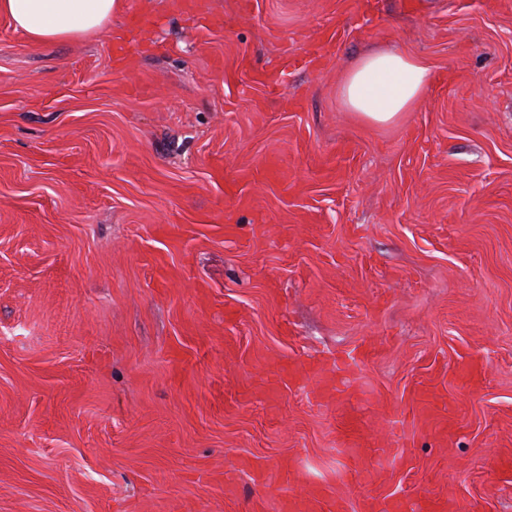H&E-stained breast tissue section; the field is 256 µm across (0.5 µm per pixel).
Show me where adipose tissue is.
Wrapping results in <instances>:
<instances>
[{
  "mask_svg": "<svg viewBox=\"0 0 512 512\" xmlns=\"http://www.w3.org/2000/svg\"><path fill=\"white\" fill-rule=\"evenodd\" d=\"M118 0H0L6 17L28 45L76 41L112 22ZM431 68L397 49L364 54L345 74L340 97L346 109L372 123H389L411 111L427 93Z\"/></svg>",
  "mask_w": 512,
  "mask_h": 512,
  "instance_id": "obj_1",
  "label": "adipose tissue"
}]
</instances>
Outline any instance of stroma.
<instances>
[{"label": "stroma", "instance_id": "1", "mask_svg": "<svg viewBox=\"0 0 512 512\" xmlns=\"http://www.w3.org/2000/svg\"><path fill=\"white\" fill-rule=\"evenodd\" d=\"M204 2L0 17V512H512V0ZM375 48L433 72L387 125L339 97ZM118 0H0L6 17L31 47L76 41L112 23ZM302 503L306 512H349L358 511L350 502L338 501L329 497L323 490L309 492L306 494L297 493L292 489H288V484L281 485L274 507L270 508L267 499L259 498L254 504L255 512H263L266 510L297 512L300 511L297 506Z\"/></svg>", "mask_w": 512, "mask_h": 512}]
</instances>
